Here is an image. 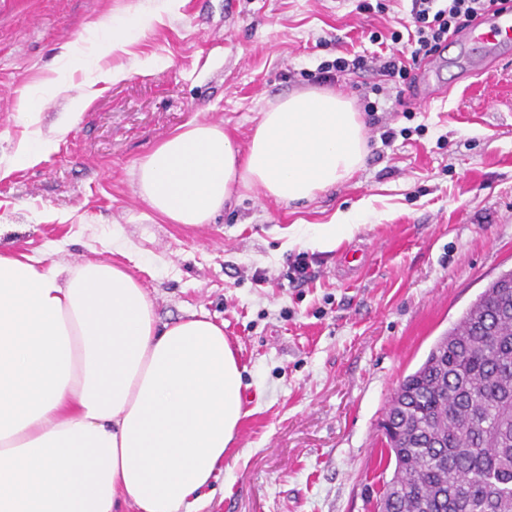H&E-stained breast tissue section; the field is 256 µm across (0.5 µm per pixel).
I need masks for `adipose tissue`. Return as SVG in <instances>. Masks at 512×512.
<instances>
[{"label": "adipose tissue", "mask_w": 512, "mask_h": 512, "mask_svg": "<svg viewBox=\"0 0 512 512\" xmlns=\"http://www.w3.org/2000/svg\"><path fill=\"white\" fill-rule=\"evenodd\" d=\"M147 16L91 23L71 57L81 86L49 80L69 110L18 142L12 168L39 164L92 105L102 83L154 70H101ZM366 137L352 102L331 89L269 103L246 146L222 124L190 120L133 171L136 193L169 224L211 223L241 190L313 200L362 169ZM243 375L223 324L193 312L160 322L142 283L107 260L50 262L0 252V512H196L235 442Z\"/></svg>", "instance_id": "adipose-tissue-1"}]
</instances>
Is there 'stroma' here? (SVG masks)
<instances>
[{
    "label": "stroma",
    "instance_id": "obj_1",
    "mask_svg": "<svg viewBox=\"0 0 512 512\" xmlns=\"http://www.w3.org/2000/svg\"><path fill=\"white\" fill-rule=\"evenodd\" d=\"M161 8L0 0V157L29 132L23 91L89 22ZM410 9V0H388L383 13L359 11L357 0H182L131 54L101 62L155 57L170 67L111 85L39 165L0 180V251L57 243V261L119 263L107 248L119 229L161 322L195 311L223 322L244 369L246 415L197 512H374L382 421L399 383L512 268V46L485 69L479 45L449 41L439 77L422 83L424 102L372 69L334 83L360 112L368 154L351 181L315 201L243 191L214 223L186 227L150 217L135 192L134 166L178 126L212 119L246 143L268 103L308 89L302 71L379 52L371 34L400 29ZM357 209L362 223L333 249L308 244L316 225ZM349 250L363 259L352 273Z\"/></svg>",
    "mask_w": 512,
    "mask_h": 512
}]
</instances>
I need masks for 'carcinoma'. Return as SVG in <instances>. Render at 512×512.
<instances>
[{
    "label": "carcinoma",
    "instance_id": "carcinoma-1",
    "mask_svg": "<svg viewBox=\"0 0 512 512\" xmlns=\"http://www.w3.org/2000/svg\"><path fill=\"white\" fill-rule=\"evenodd\" d=\"M376 512H512V270L400 382Z\"/></svg>",
    "mask_w": 512,
    "mask_h": 512
}]
</instances>
